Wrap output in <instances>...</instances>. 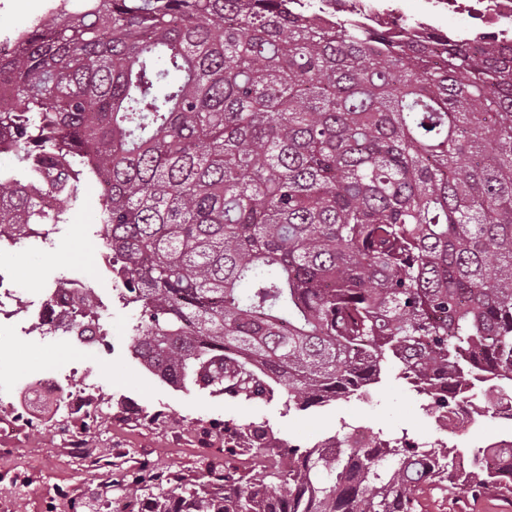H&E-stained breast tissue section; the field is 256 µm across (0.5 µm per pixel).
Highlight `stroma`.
I'll return each instance as SVG.
<instances>
[{"mask_svg":"<svg viewBox=\"0 0 512 512\" xmlns=\"http://www.w3.org/2000/svg\"><path fill=\"white\" fill-rule=\"evenodd\" d=\"M67 221L49 227L47 240L0 253L17 291L36 295L54 282H89L107 307V337L90 347L67 332L7 336L0 340V419L7 420L37 373H62L94 383L102 403L97 423L81 447L71 448L48 427L10 439L0 448V512H97L120 496L139 473L147 488L172 489L202 480L217 459L247 466L245 452L228 454L212 440L211 426L261 423L275 437L310 447L340 432L342 424L418 441L442 440L472 449L512 435V421L479 417L458 435L440 430L406 381L386 376L365 393L309 413L290 410L284 396L256 405L159 381L132 354L129 325L135 317L119 302L102 264L95 223L98 193L84 187ZM423 512H512V503L467 494L449 499L436 490L422 497Z\"/></svg>","mask_w":512,"mask_h":512,"instance_id":"stroma-1","label":"stroma"}]
</instances>
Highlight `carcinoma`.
Masks as SVG:
<instances>
[{
    "mask_svg": "<svg viewBox=\"0 0 512 512\" xmlns=\"http://www.w3.org/2000/svg\"><path fill=\"white\" fill-rule=\"evenodd\" d=\"M0 225L100 193L133 352L161 381L305 412L383 372L422 409L512 404V48L303 0H62L0 53ZM95 294L66 316L84 338ZM254 451L148 512H419L512 500V452L352 431ZM422 503V512H512L510 501L475 498L470 494H460L455 499H448L438 490H426Z\"/></svg>",
    "mask_w": 512,
    "mask_h": 512,
    "instance_id": "cac0c4a2",
    "label": "carcinoma"
}]
</instances>
